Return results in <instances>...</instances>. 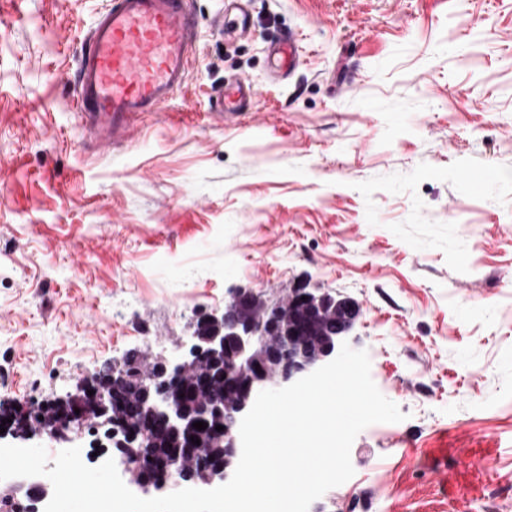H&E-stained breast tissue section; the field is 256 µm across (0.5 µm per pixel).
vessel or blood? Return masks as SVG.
<instances>
[{
  "label": "vessel or blood",
  "mask_w": 512,
  "mask_h": 512,
  "mask_svg": "<svg viewBox=\"0 0 512 512\" xmlns=\"http://www.w3.org/2000/svg\"><path fill=\"white\" fill-rule=\"evenodd\" d=\"M197 31L190 0H111L85 37L73 94L77 121L98 145L125 139L139 117L161 111L185 86ZM293 47L289 39L273 50L276 76L294 70ZM257 95L246 80L225 85L214 119L251 109Z\"/></svg>",
  "instance_id": "1"
}]
</instances>
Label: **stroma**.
Instances as JSON below:
<instances>
[{
	"instance_id": "obj_1",
	"label": "stroma",
	"mask_w": 512,
	"mask_h": 512,
	"mask_svg": "<svg viewBox=\"0 0 512 512\" xmlns=\"http://www.w3.org/2000/svg\"><path fill=\"white\" fill-rule=\"evenodd\" d=\"M107 5L0 0V404L170 354L237 288L339 292L406 419L362 430L309 512H512V0H251L245 37L193 0L186 85L103 150L71 99ZM232 77L258 97L221 123ZM288 49V50H287ZM273 55V73L277 77L289 75L297 64V58L295 56L294 37L288 35V39L278 48H275L272 52Z\"/></svg>"
}]
</instances>
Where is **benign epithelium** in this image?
Here are the masks:
<instances>
[{"label": "benign epithelium", "mask_w": 512, "mask_h": 512, "mask_svg": "<svg viewBox=\"0 0 512 512\" xmlns=\"http://www.w3.org/2000/svg\"><path fill=\"white\" fill-rule=\"evenodd\" d=\"M320 296L304 288H295L283 301L286 309H303L315 316L314 306ZM250 303L236 300L227 301L224 310L208 314L219 323V327L203 334L194 330L188 340L169 356L161 355L159 360H148L157 364L141 373L135 369L136 359L141 357L138 351L127 354L122 360L106 364L90 376L83 379L80 394L63 400L71 410L67 416L49 428L44 425H31L26 419H18L15 412L3 410L0 413V439L10 436L14 439L31 440L33 438H52L57 442L70 440V433L85 425L103 421L111 425L112 441L122 449L149 447L148 434L144 430L133 428L122 420L112 416V385L114 382L133 381L139 387L143 403L149 407L155 419L163 428L176 436L187 435L193 431V423L202 419H212L224 423V433L214 438V443L231 449V456L220 464H213L209 456L198 452L192 462L200 473L198 478H189L183 472L180 460L170 461L162 466L163 475L152 480L140 478L128 459L121 454L130 475V481L145 493L157 492L169 494L183 488L212 489L229 481L233 473L234 458L239 454L240 446L234 436L244 415L250 410L258 392L265 389H278L289 386L309 375L316 369L333 360L340 345L316 352L303 351L302 338L295 328L283 329L278 335L270 336L263 322L255 319L246 321L245 313ZM347 317L359 321L363 316L362 307L344 298L339 301L336 320ZM206 353L212 362L217 376L237 389V399L224 402V396L205 389L196 407V412L184 410L176 401L177 381L187 376L193 368L192 358ZM94 394H88V391ZM80 413H75V410ZM9 418L11 422L3 424L1 420ZM0 494L15 503L16 512H24L26 500L34 503V510L51 495V482L42 478L30 484L13 482L0 486Z\"/></svg>", "instance_id": "benign-epithelium-1"}]
</instances>
